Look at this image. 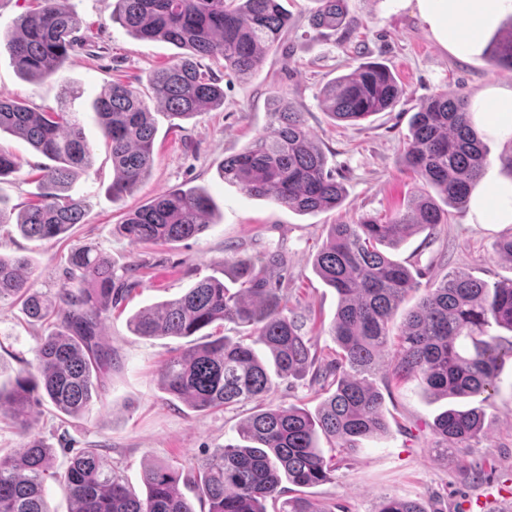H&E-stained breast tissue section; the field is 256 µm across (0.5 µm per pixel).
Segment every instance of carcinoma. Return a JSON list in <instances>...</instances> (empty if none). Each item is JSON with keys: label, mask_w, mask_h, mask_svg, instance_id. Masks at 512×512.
Returning <instances> with one entry per match:
<instances>
[{"label": "carcinoma", "mask_w": 512, "mask_h": 512, "mask_svg": "<svg viewBox=\"0 0 512 512\" xmlns=\"http://www.w3.org/2000/svg\"><path fill=\"white\" fill-rule=\"evenodd\" d=\"M20 16L5 46L23 76L42 82L57 75L82 45L73 13L58 0H37ZM316 29L343 23V0H318ZM110 21L139 40H162L188 50L147 77L151 98L171 119H185L224 104V91L201 73L197 57H221L224 68L247 75L288 33V13L280 0H113ZM489 62L512 69V20L486 49ZM404 95L393 73L364 63L336 78L324 103L336 120L356 124L395 107ZM98 122L112 157V196L132 193L152 164L155 127L143 94L114 84L95 102ZM270 131L224 160L219 174L256 198L298 213L331 209L344 188L327 171V157L306 129L300 112L285 98L270 104ZM0 132L26 140L53 161L41 176L45 191L15 219L20 234L34 241L59 238L81 224L89 209L68 195L92 153L76 113L63 108L39 112L0 98ZM489 162L488 151L471 126L466 101L439 93L413 115L403 164L421 188L406 208L382 221L363 215L351 224H331L315 256L314 268L338 296L328 327L338 347L324 369L315 367L312 337L289 307L288 294L267 275L279 258L261 263L231 257L237 290L207 276L178 298L140 310L130 321L137 336L189 339L161 365V388L195 411L257 403L241 423L236 443L214 449L189 474L173 464L143 470L140 496L120 471L105 465L99 449L84 448L62 472L53 470L49 447L33 432V407L48 402L62 419H79L97 395L98 382L118 363L103 342L101 327L119 289L136 285L133 273L116 277L112 264L90 247L68 256V276L56 295L35 289L27 260L0 255V302L19 300L26 315L53 330L42 337L31 361H23L13 382L0 386V419L27 438L14 454H0V512H49L48 478L60 484L70 512H195L180 490L192 483L208 512H329L292 487L331 483L336 471L360 450L363 440L387 433L383 397L369 382L382 354L394 344L387 374L398 382L417 380L429 395L449 399L432 424L434 451L467 448L485 435V403L497 392L500 365L512 358V278L489 285L458 270L424 289L414 306L401 304L420 289L408 267L387 256L410 232L448 223L445 202L468 205ZM209 196L198 188L164 192L126 216L118 230L137 244H167L198 236L212 224ZM401 322H396L397 317ZM249 328L246 336L226 327ZM314 371L319 379L337 373L334 390L315 412L267 401L278 381ZM337 453L325 457L321 439ZM288 482L290 487L283 486ZM378 512H429L426 503L399 496L382 499Z\"/></svg>", "instance_id": "obj_1"}]
</instances>
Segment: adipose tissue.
<instances>
[{
  "mask_svg": "<svg viewBox=\"0 0 512 512\" xmlns=\"http://www.w3.org/2000/svg\"><path fill=\"white\" fill-rule=\"evenodd\" d=\"M431 33L436 43L458 58L482 56L487 33L512 15V0H395ZM472 123L512 146V85L493 83L471 101ZM474 224H512V174L499 178L491 193L474 191L469 202Z\"/></svg>",
  "mask_w": 512,
  "mask_h": 512,
  "instance_id": "ef3b65f1",
  "label": "adipose tissue"
}]
</instances>
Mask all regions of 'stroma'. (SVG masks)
<instances>
[{
    "label": "stroma",
    "instance_id": "stroma-1",
    "mask_svg": "<svg viewBox=\"0 0 512 512\" xmlns=\"http://www.w3.org/2000/svg\"><path fill=\"white\" fill-rule=\"evenodd\" d=\"M86 38L83 49L69 55L55 79H23L8 52H0V98L22 100L30 107L64 106L77 112L92 149V164L72 181V197L90 204L84 223L69 237L36 242L14 227H0V253L27 259L35 287L54 296L65 278L72 249L88 245L107 257L116 272L133 267L140 281L105 322L103 337L120 364L102 381L89 411L72 423L60 422L53 407L35 416V430L54 450V465L64 468L72 450L104 447L106 463L119 470L135 490H142L145 464L174 461L191 468L203 454L238 438L252 405L216 412H194L170 400L159 384L168 350L184 346L181 338L134 335L131 316L143 307L181 296L207 276H223L224 260L233 254L260 258L278 254L282 279L293 310L305 321L319 356L335 344L327 333L338 302L313 269L314 257L330 224H349L368 213L388 219L404 209L416 189L400 158L409 123L434 95L472 99L496 81L512 82V71L494 68L487 58L462 59L443 51L417 17L395 9L391 0H345L346 23L338 29L314 30L309 17L316 0H282L291 27L282 45L269 51L259 67L242 78L225 71L223 61L201 59L224 90V105L206 110L172 127L161 107L155 118L150 172L134 192L112 196V159L96 122L93 103L113 83L145 90L147 77L180 56L164 41L135 39L109 19V0H66ZM390 68L405 94L400 103L357 125L333 120L322 91L337 76L360 64ZM281 96L297 107L311 136L328 157L346 190L342 206L300 214L267 199L244 193L218 175L224 158L240 152L270 123L269 104ZM0 148L16 158L18 169L0 179V203L7 212L24 209L41 191L40 176L48 159L10 134ZM196 187L209 195L212 226L196 237L165 245L134 244L116 231L124 217L158 194ZM465 208L451 209L447 223L434 234L415 233L392 250L393 259L419 267L423 287L448 272L463 269L487 282L512 277V262L493 251L495 240L512 227L472 224ZM48 329L30 319L21 303H0V383L10 384L22 360ZM372 381L384 396L388 434L364 441L361 451L337 471L335 483L310 488L311 499L331 512H376L386 496L432 503L435 512H466L467 503L486 499V512H512V358L498 376V391L486 408L488 433L467 448H452L438 460L431 424L442 405L432 402L419 382L388 383L384 373Z\"/></svg>",
    "mask_w": 512,
    "mask_h": 512
}]
</instances>
